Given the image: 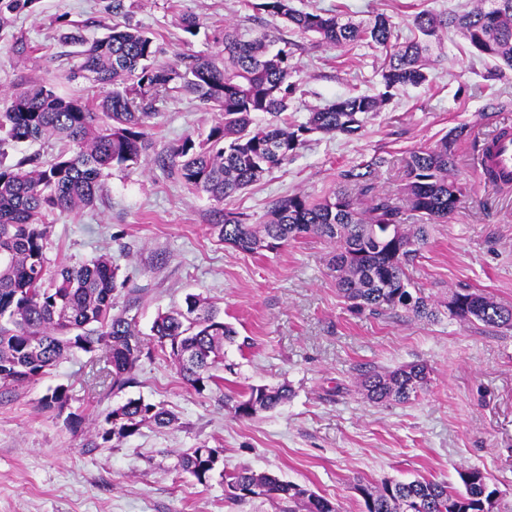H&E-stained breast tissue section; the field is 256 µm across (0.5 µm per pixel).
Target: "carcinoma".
<instances>
[{
	"mask_svg": "<svg viewBox=\"0 0 512 512\" xmlns=\"http://www.w3.org/2000/svg\"><path fill=\"white\" fill-rule=\"evenodd\" d=\"M35 0H0L5 13L31 9ZM256 8L283 20L300 34H314L331 48L363 46L389 50L381 70L384 92L339 99L309 113L306 122L288 121L285 112L298 89L293 81L291 42L266 32L245 39L233 25L214 35L221 61L187 55L184 67L160 65L154 37L130 24L104 25L103 37L83 47L78 74L103 89L91 105L62 96L45 84L34 85L5 100L0 109V387H18L44 376L75 349L102 351L103 370L93 388L118 393L134 382L144 339L134 318L112 313L118 291L117 267L106 257L47 275L44 243L51 217L92 208L103 192L102 177L114 167L131 169L154 148L151 119L155 103L173 93L193 96L219 112L199 140L185 138L156 161L190 190L221 207L211 225L220 241L243 253L276 250L307 235L336 246L329 269L336 288L356 314L402 311L415 320L435 321L447 311L460 321L512 329V307L470 290L454 291L439 304L411 287L407 269L420 257L429 226L448 220L460 206L464 189L454 176L458 142L465 126L448 133L434 147L420 146L405 162V205L385 195L364 196L374 189L380 156L344 166L337 188L315 200L304 194L279 198L260 224L242 213L222 209L224 201L247 190L273 168L292 158L313 133L354 134L364 119L378 112L392 92L423 84L425 61L441 29H456L471 53L512 68V0H477L461 14L437 15L423 10L413 19L414 36L392 42L393 25L380 14L366 23L343 20L342 14L298 10L293 0H258ZM55 140L64 145L52 159L38 156L14 164L3 162L6 142ZM152 339L169 351L183 380L196 391L219 385L214 371L224 365V343L238 332L197 295L185 307L157 316ZM430 372L424 363L360 374L359 387L372 402L406 403L426 390ZM291 390L256 386L236 399L224 396L235 417L249 419L288 400ZM68 390L45 395L49 409L64 410ZM175 416L161 403L129 398L106 410L89 447L139 433L143 427H169ZM219 451L206 455L193 448L176 457L175 468L197 482H208L220 462ZM464 490L446 480L415 479L379 484L359 483L361 512H500L497 490L484 473H459ZM224 498L234 504L256 499L271 502L276 512H342L341 506L304 485L248 468L224 472Z\"/></svg>",
	"mask_w": 512,
	"mask_h": 512,
	"instance_id": "1",
	"label": "carcinoma"
}]
</instances>
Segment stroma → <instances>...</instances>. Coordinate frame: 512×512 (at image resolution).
Returning a JSON list of instances; mask_svg holds the SVG:
<instances>
[{"instance_id":"obj_1","label":"stroma","mask_w":512,"mask_h":512,"mask_svg":"<svg viewBox=\"0 0 512 512\" xmlns=\"http://www.w3.org/2000/svg\"><path fill=\"white\" fill-rule=\"evenodd\" d=\"M109 2L36 0L33 11L0 25V100L32 83L63 96L82 94L84 82L71 77L79 59L64 36L100 37L115 18ZM474 2L293 0L306 11L346 4L357 22L386 14L401 39L411 36L417 12ZM186 15L199 24L190 40L181 27ZM116 18L151 33L165 65L185 55H215L213 35L227 24L248 36L265 31L288 39L301 85L287 112L292 121L336 99L382 90L385 49L329 48L240 0H124ZM490 70L459 35L443 34L427 62V82L397 91L356 134L310 135L296 156L227 200L226 209L262 222L278 198L329 195L338 168L375 155L387 160L376 192L397 193L413 148L436 145L467 126L455 171L466 195L447 223L434 225L408 273L415 287L441 301L468 288L512 306V190L485 185L478 167L485 139L512 125V70L495 76ZM156 110L154 155L138 169L109 170L94 208L55 216L45 245L48 266L110 256L127 280L115 308L130 310L142 334L193 293L214 304L246 344L225 346L221 386L201 392L151 342L135 383L116 395L90 390L96 355L81 350L36 381L0 389V512H273L259 500L228 502L220 477L201 485L178 472L177 453L203 444L219 449L221 468L277 475L335 500L343 512H361L357 479L433 477L457 488L460 471L469 468L487 476L502 512H512V331L445 316L429 322L401 313L353 314L327 266L332 246L314 235L276 251L233 250L210 230L217 220L211 201L154 159L207 130L214 112L186 94ZM414 362L426 364L431 377L414 400L374 404L356 387L363 371ZM283 384L292 396L274 411L239 419L224 404L225 396L249 387ZM59 385L68 389V411L82 416L81 428L44 407L48 390ZM138 397L164 404L175 424L86 450L101 413Z\"/></svg>"}]
</instances>
